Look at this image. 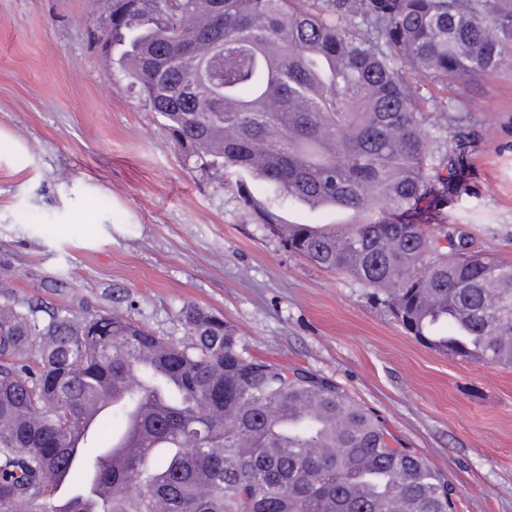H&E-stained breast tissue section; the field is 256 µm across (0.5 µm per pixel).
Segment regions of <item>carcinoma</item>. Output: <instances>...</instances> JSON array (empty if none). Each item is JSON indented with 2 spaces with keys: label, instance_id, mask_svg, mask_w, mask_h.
I'll use <instances>...</instances> for the list:
<instances>
[{
  "label": "carcinoma",
  "instance_id": "1",
  "mask_svg": "<svg viewBox=\"0 0 512 512\" xmlns=\"http://www.w3.org/2000/svg\"><path fill=\"white\" fill-rule=\"evenodd\" d=\"M98 43L192 168L348 214L287 224L239 181L289 252L370 289L429 348L512 366V263L418 211L458 194L462 165L454 118L430 165L417 79L461 90L511 65L512 0H111ZM181 319L187 342L0 302V512H453L444 476L334 380L248 354L203 308ZM118 388L126 403L73 445Z\"/></svg>",
  "mask_w": 512,
  "mask_h": 512
}]
</instances>
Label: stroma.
Returning <instances> with one entry per match:
<instances>
[{"mask_svg": "<svg viewBox=\"0 0 512 512\" xmlns=\"http://www.w3.org/2000/svg\"><path fill=\"white\" fill-rule=\"evenodd\" d=\"M107 0H0V280L12 300L115 312L184 339L195 304L249 353L328 376L443 473L455 512H512V368L465 363L407 336L366 289L291 254L255 224L232 175L185 163L96 45ZM458 123L466 189L430 214L471 224L512 262V69L465 91L426 81ZM285 222L341 214L278 197Z\"/></svg>", "mask_w": 512, "mask_h": 512, "instance_id": "stroma-1", "label": "stroma"}]
</instances>
